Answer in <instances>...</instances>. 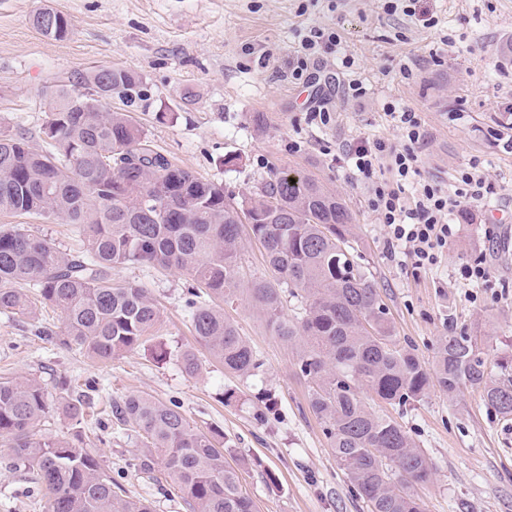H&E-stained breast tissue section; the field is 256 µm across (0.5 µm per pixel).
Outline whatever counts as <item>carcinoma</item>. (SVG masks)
I'll list each match as a JSON object with an SVG mask.
<instances>
[{
	"instance_id": "carcinoma-1",
	"label": "carcinoma",
	"mask_w": 512,
	"mask_h": 512,
	"mask_svg": "<svg viewBox=\"0 0 512 512\" xmlns=\"http://www.w3.org/2000/svg\"><path fill=\"white\" fill-rule=\"evenodd\" d=\"M31 19L41 34L63 38L54 25ZM82 91L62 86L47 104L46 147L22 133H0V212L74 225L85 248L74 255L22 224L0 229V311L35 314L36 303L60 311L50 342L97 361L137 349L159 322L154 298L112 278L142 265L187 272L186 306L196 344L224 371L242 378L262 367L237 325L218 303L243 293L272 333L297 347L309 383V408L321 421L338 465L369 512H425L413 488L432 466L394 419L372 410L367 391L389 405L420 401L437 388L454 401L465 389L512 417V359L487 372L481 343L465 330L439 338L433 361L395 340L376 275L359 263L353 212L335 190L296 172H274L239 202L224 185L174 164L131 113L150 105L143 78L122 68L79 77ZM108 85L123 108L103 111L97 88ZM263 247L270 275L244 280L240 225ZM297 302L284 313L286 299ZM89 397L57 386L55 407L74 425L87 422ZM115 424L136 433L131 467L143 474L162 459L171 487L190 512H255L226 460L222 435L194 425L181 406L142 394L109 403ZM48 392L32 377L0 381V439L6 465L36 475L45 512H152L122 494L98 449L81 438L47 436Z\"/></svg>"
}]
</instances>
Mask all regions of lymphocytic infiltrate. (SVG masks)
I'll return each instance as SVG.
<instances>
[{"label": "lymphocytic infiltrate", "instance_id": "1", "mask_svg": "<svg viewBox=\"0 0 512 512\" xmlns=\"http://www.w3.org/2000/svg\"><path fill=\"white\" fill-rule=\"evenodd\" d=\"M340 43L336 31L310 29L300 42L289 77L302 79L309 60L323 55L331 57L338 69H351L353 62L341 54ZM386 110L397 123L403 147L381 138L365 139L346 150L340 160L350 178L368 181V207L385 227L389 255L402 254L410 257L416 268H431L440 262L449 241L459 233L457 225L451 222L453 212L486 199L494 186L476 169L462 173L467 190L456 195L430 184H418L416 147L425 135L422 121L417 112L405 106L390 103ZM385 159L394 171V181L375 177L377 167Z\"/></svg>", "mask_w": 512, "mask_h": 512}]
</instances>
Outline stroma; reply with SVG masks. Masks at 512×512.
<instances>
[{
    "label": "stroma",
    "mask_w": 512,
    "mask_h": 512,
    "mask_svg": "<svg viewBox=\"0 0 512 512\" xmlns=\"http://www.w3.org/2000/svg\"><path fill=\"white\" fill-rule=\"evenodd\" d=\"M385 0H0V131L27 134L44 149L47 103L58 85L74 84L93 69L121 67L138 73L152 91L137 123L160 150L198 176L223 183L242 197L261 176L299 170L335 189L355 214L358 251L376 274L399 342L432 360L439 337L465 330L485 341L487 365L512 355V248L502 220L512 217V0H419L436 26L386 11ZM64 13L66 38H48L30 22L39 8ZM313 27L335 30L349 74L321 62L315 79L288 78V65ZM450 45H443V38ZM409 64L410 75L400 71ZM366 95L344 97L348 78ZM330 88L331 120L310 123L318 85ZM418 112L425 138L417 145L419 178L455 192L458 176L478 165L496 186L477 216L457 213L456 241L437 267L413 270L391 258L385 231L367 205L366 183L350 180L338 157L365 138L402 139L386 103ZM263 115L256 127L254 115ZM24 224L61 249L81 248L70 224H45L33 216L0 214V228ZM486 256L487 285L458 277L465 262ZM116 279L146 289L161 321L145 346L100 363L55 346L38 328L59 329L58 310L39 306L35 317L0 313V377L33 376L47 391L62 379L89 381L100 396L146 394L177 401L202 428L224 434L227 458L256 512H367L337 465L321 422L308 406L309 387L297 366L296 347L267 328L247 296L225 304L262 363L258 376L227 372L198 351L194 375L179 359L156 360L194 345L185 307L182 271L128 265ZM372 409L397 421L433 465L431 482L416 486L426 512H512V418L487 406L479 391L465 390L460 404L431 391L419 402L392 406L369 399ZM99 436L103 465L129 497L149 501L154 512H187L162 471L133 472L138 446L133 431L112 421L86 426ZM0 441V512H45L38 484L6 467Z\"/></svg>",
    "instance_id": "stroma-1"
}]
</instances>
